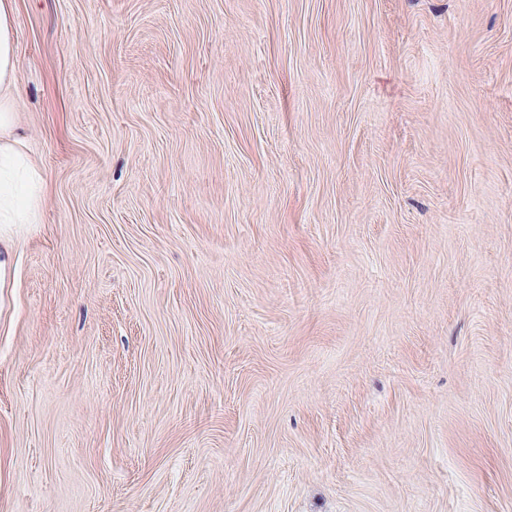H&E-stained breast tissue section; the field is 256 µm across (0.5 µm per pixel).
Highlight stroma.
Masks as SVG:
<instances>
[{
    "mask_svg": "<svg viewBox=\"0 0 512 512\" xmlns=\"http://www.w3.org/2000/svg\"><path fill=\"white\" fill-rule=\"evenodd\" d=\"M16 8L0 512H512V0Z\"/></svg>",
    "mask_w": 512,
    "mask_h": 512,
    "instance_id": "stroma-1",
    "label": "stroma"
}]
</instances>
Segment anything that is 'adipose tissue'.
<instances>
[{"label":"adipose tissue","instance_id":"adipose-tissue-1","mask_svg":"<svg viewBox=\"0 0 512 512\" xmlns=\"http://www.w3.org/2000/svg\"><path fill=\"white\" fill-rule=\"evenodd\" d=\"M15 0H0V244L40 221L47 176L26 148L16 111Z\"/></svg>","mask_w":512,"mask_h":512}]
</instances>
